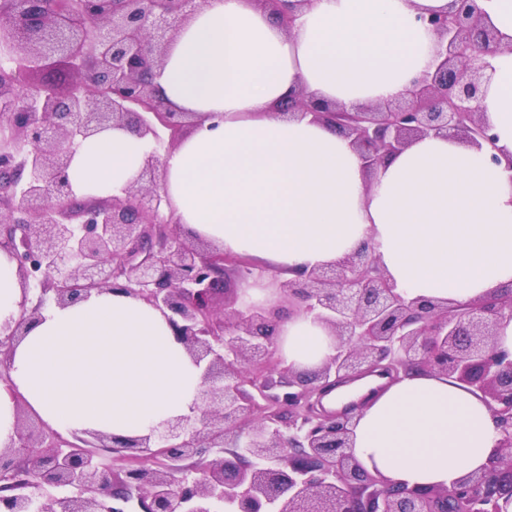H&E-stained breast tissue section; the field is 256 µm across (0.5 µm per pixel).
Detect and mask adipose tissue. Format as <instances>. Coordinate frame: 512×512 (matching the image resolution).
<instances>
[{"instance_id":"1","label":"adipose tissue","mask_w":512,"mask_h":512,"mask_svg":"<svg viewBox=\"0 0 512 512\" xmlns=\"http://www.w3.org/2000/svg\"><path fill=\"white\" fill-rule=\"evenodd\" d=\"M501 48L479 101L498 147L512 152V0H478ZM448 0H308L282 28L257 0H204L168 49L153 82L192 112L191 132L162 157L176 224L218 251L250 257L265 280L342 261L371 243L409 297L465 302L512 283V172L485 150L427 136L367 173L350 138L313 115L279 118L304 95L348 107L404 96L434 61L422 15ZM155 144L123 129L78 141L69 167L80 198L122 194ZM24 294L0 249V324ZM289 367L335 352L310 317L285 320ZM200 372L161 311L94 292L45 308L15 345L0 381V445L15 433L17 403L62 435L84 430L145 436L161 421L198 413ZM365 398L353 454L369 472L407 486L450 490L497 452L495 421L479 397L446 376L415 372L373 394L356 385L333 404Z\"/></svg>"}]
</instances>
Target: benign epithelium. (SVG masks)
Segmentation results:
<instances>
[{
  "mask_svg": "<svg viewBox=\"0 0 512 512\" xmlns=\"http://www.w3.org/2000/svg\"><path fill=\"white\" fill-rule=\"evenodd\" d=\"M284 28L306 0H258ZM201 0H0V248L16 261L25 290L58 305L110 290L160 310L203 368L198 419L166 420L147 436L83 431L25 433L0 448V512H507L512 504V355L499 348L512 319V285L448 305L409 298L363 243L339 263L282 281L270 303L240 296L219 313L213 297L228 273L263 277L241 256L204 249L163 211V169L149 159L121 196L79 200L64 180L73 146L124 128L174 146L191 114L164 104L153 83L168 44ZM437 35L436 65L407 95L384 105L301 100L352 138L372 171L415 139H462L488 146L512 172V155L478 102L483 58L499 39L477 0H450L421 17ZM44 69L73 75L69 86L28 79ZM23 309L0 327V379L10 352L40 317ZM311 315L336 340V353L305 374L283 365L277 328L284 314ZM469 388L495 419L500 453L451 490L407 487L364 470L353 455L351 408L323 398L369 375L396 380L413 371ZM130 451L120 468L93 449ZM52 488L69 494L55 496Z\"/></svg>",
  "mask_w": 512,
  "mask_h": 512,
  "instance_id": "1",
  "label": "benign epithelium"
}]
</instances>
